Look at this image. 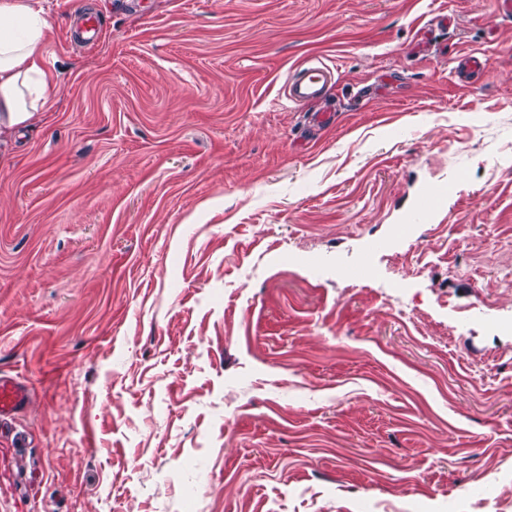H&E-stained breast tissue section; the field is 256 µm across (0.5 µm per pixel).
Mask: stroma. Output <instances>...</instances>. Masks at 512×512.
<instances>
[{"mask_svg":"<svg viewBox=\"0 0 512 512\" xmlns=\"http://www.w3.org/2000/svg\"><path fill=\"white\" fill-rule=\"evenodd\" d=\"M44 6L52 107L0 140V512H512V14ZM313 56L328 127L285 96ZM30 387L18 377L0 373V428L11 424L29 403Z\"/></svg>","mask_w":512,"mask_h":512,"instance_id":"1","label":"stroma"}]
</instances>
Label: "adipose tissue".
<instances>
[{"label":"adipose tissue","instance_id":"adipose-tissue-1","mask_svg":"<svg viewBox=\"0 0 512 512\" xmlns=\"http://www.w3.org/2000/svg\"><path fill=\"white\" fill-rule=\"evenodd\" d=\"M49 29L42 0H0V135L49 107L41 66Z\"/></svg>","mask_w":512,"mask_h":512}]
</instances>
